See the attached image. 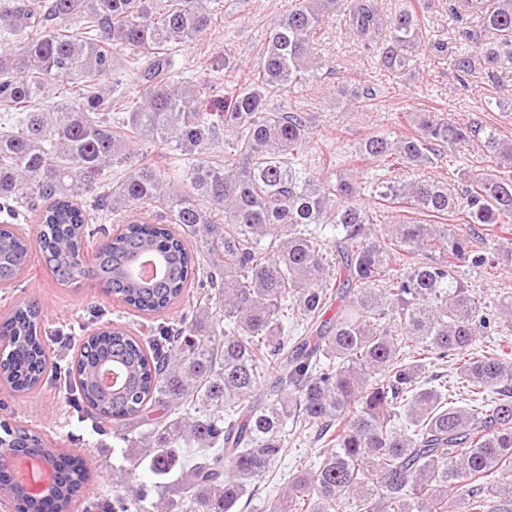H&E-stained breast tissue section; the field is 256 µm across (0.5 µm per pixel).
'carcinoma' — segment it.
<instances>
[{
    "instance_id": "cac0c4a2",
    "label": "carcinoma",
    "mask_w": 512,
    "mask_h": 512,
    "mask_svg": "<svg viewBox=\"0 0 512 512\" xmlns=\"http://www.w3.org/2000/svg\"><path fill=\"white\" fill-rule=\"evenodd\" d=\"M221 10L222 0H0V35L12 43L0 53V110L13 119L0 130V288L19 287L30 242L18 228L34 213L60 285L92 276L146 316L183 301L199 274L211 290L138 336L91 315L71 365L47 353L43 309L19 302L0 319L10 343L0 385L13 396L62 392L71 416L153 475L133 484L112 468L115 490L86 512H234L284 454L290 420L322 459L289 474L268 512H483L493 491L494 512H512V345L476 346L512 329V300L494 312L459 275L512 263V250L492 258L476 233L512 229V139L417 112L410 132L366 135L352 158L323 163L313 114L278 101L322 68L336 16L381 69H408L417 10L389 16L378 0H295L266 28L256 62L237 67L224 52L240 87L224 90L212 120L200 102L214 81L185 74L176 52ZM448 10L465 43L453 63L461 82L512 71V0H448ZM125 63L146 83L137 100L118 94ZM339 93L351 114L373 97ZM463 143L494 170L476 165L455 186L385 178L395 160L428 167ZM155 152L190 165L146 161ZM111 167L123 176L97 192ZM103 211L117 230L92 223ZM91 239L104 244L88 266ZM146 255L162 270L152 280L134 273ZM290 322L300 334L288 335ZM449 359L466 390L457 399L429 372ZM108 368L119 380L104 387ZM0 430V456H40L55 472L20 512H71L86 497L81 460L39 432Z\"/></svg>"
}]
</instances>
